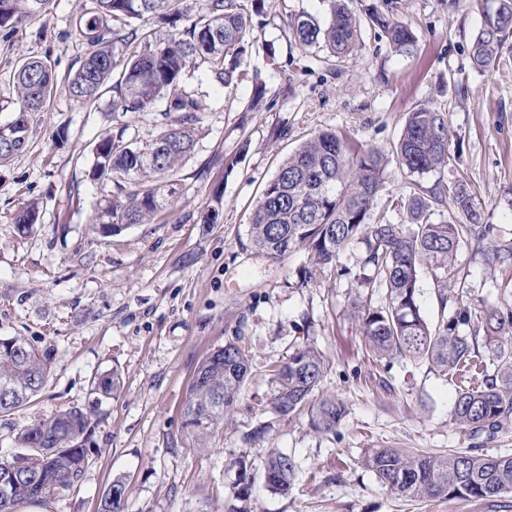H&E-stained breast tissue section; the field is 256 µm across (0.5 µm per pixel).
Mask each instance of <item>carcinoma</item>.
<instances>
[{
	"mask_svg": "<svg viewBox=\"0 0 512 512\" xmlns=\"http://www.w3.org/2000/svg\"><path fill=\"white\" fill-rule=\"evenodd\" d=\"M50 0H0V29L15 31L32 22ZM483 12L472 45V64L480 71L493 67L512 36V0H493ZM264 0H199L191 9L187 0H83L75 34L86 41L88 53L65 84L69 98L82 104L97 102L102 88L112 83L115 112H147L165 102L162 129L145 146L125 137L126 128L108 132L98 142L88 178L117 193L96 202L103 220L101 234H113L133 224H147L161 211L164 200L180 193L176 174L194 148L198 93L186 77L200 69L221 87L238 85V58L253 33L252 18L262 12ZM152 19L172 33L159 37L133 24ZM369 21L384 31L397 52L413 47L411 29L373 11ZM289 30L306 47L325 48L336 63L347 60L360 35V20L345 0H331L330 23L322 27L306 16L290 20ZM58 89L54 67L47 57L19 56L12 75V120H23L17 139L0 142V166L28 147L30 128L47 110ZM449 134L443 113L419 108L408 115L399 139V164L419 176L448 165ZM386 156L380 150L354 145L323 131L306 141L278 167L255 206L249 236L273 260L296 249L308 251L313 270L336 262L341 250L359 242L365 254L354 275L355 287L378 291V304L354 305L369 351L387 362L410 358L427 363L443 375L464 372L453 405L454 423L469 436L493 437L512 430V350L497 352L494 370L483 360L477 341L459 327L470 323L472 308L459 305L449 316L430 323L421 309L419 272L425 265L448 271L464 243L474 244L491 267L512 259V247L486 250L481 243L494 227L482 221L480 204L464 179L430 194L412 193L400 200L411 226L371 222V210L383 187ZM448 202V223L433 224L434 204ZM38 211L26 207L16 213L18 233L33 231ZM52 363L51 352L40 351L19 336L0 337V415L10 416L44 388ZM323 356L310 346L297 348L273 374L275 390L264 414L269 417L246 435L261 440L275 423L307 412L310 428L318 434L336 433L346 414L334 395L315 396L324 375ZM249 371V354L227 342L198 365L183 407L184 429L190 448L205 449L224 428V418L238 402ZM121 373L94 380L91 393L103 402L120 392ZM92 413L69 406L38 420L12 436L16 450L0 460V476L19 464L23 476L0 493V512H15L29 501L46 503L73 487L89 464L86 444L92 436ZM365 467L376 481L401 498L486 500L512 494V456H489L452 451L431 456L406 448H376L367 452ZM265 472L274 479L265 487L286 495L295 485L296 464L279 448L269 451ZM126 494V481H112L98 504V512H123L125 503L112 493ZM252 484L236 483L225 512H253Z\"/></svg>",
	"mask_w": 512,
	"mask_h": 512,
	"instance_id": "1",
	"label": "carcinoma"
}]
</instances>
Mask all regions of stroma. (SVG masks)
Masks as SVG:
<instances>
[{"instance_id": "stroma-1", "label": "stroma", "mask_w": 512, "mask_h": 512, "mask_svg": "<svg viewBox=\"0 0 512 512\" xmlns=\"http://www.w3.org/2000/svg\"><path fill=\"white\" fill-rule=\"evenodd\" d=\"M80 4L52 0L45 14L0 37V98L9 94L16 55L49 57L61 80L74 70L87 52L73 32ZM348 6L360 17L373 8L408 24L413 48L395 53L366 24L353 55L336 63L288 31L295 15L328 24L330 0H264L240 57L238 86L224 89L206 71L194 74L202 101L194 152L178 173L175 206L151 223L109 237L95 230L94 204L114 192L88 178L102 134L122 126L127 138L145 145L164 123L156 108L113 112L112 91L92 106L57 93L28 148L0 167V336L25 337L53 355L42 393L0 418V458L13 448L11 429L61 408L93 409L96 420L79 482L49 503H25L16 512H97L118 476L128 480L125 512H224L240 458L254 476L255 512H512V494L398 498L363 466L373 448L512 455V431L473 439L454 424V378L410 359L386 368L367 354L351 317L352 274L364 245H350L335 266L304 285L305 250L274 261L250 241L264 186L306 140L332 131L388 153L408 113L430 107L448 120L447 166L418 176L389 161L373 216L405 223V212L394 206L398 197L462 176L477 194L484 223L496 227L486 247L512 246V40L494 68L480 71L471 60L482 23L477 0H349ZM74 181L82 190L77 200L66 195ZM216 192L223 201L219 221L202 223ZM30 204L38 219L23 236L13 217ZM511 279L512 265L489 267L469 244L448 268L451 288L478 309L503 308L501 287ZM229 341L249 352L251 372L223 430L200 451L186 444L183 403L198 364ZM304 345L326 359L321 390L344 401L341 426L320 435L303 414L279 422L263 440L245 442L262 419L272 370ZM114 368L124 387L95 406L90 382ZM271 448L288 452L297 465L295 487L285 496L264 486Z\"/></svg>"}]
</instances>
